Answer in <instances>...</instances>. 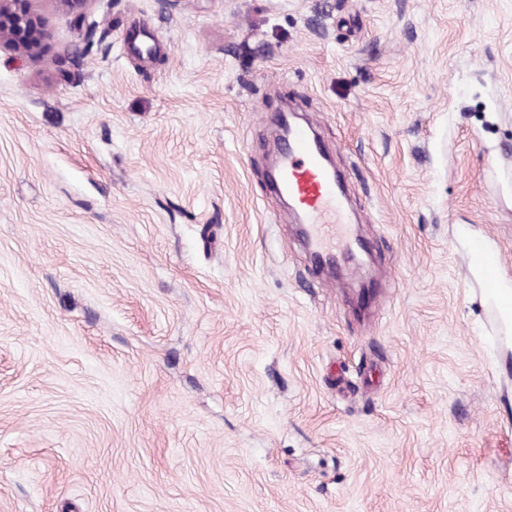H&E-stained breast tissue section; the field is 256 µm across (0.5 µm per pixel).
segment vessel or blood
<instances>
[{
  "label": "vessel or blood",
  "mask_w": 512,
  "mask_h": 512,
  "mask_svg": "<svg viewBox=\"0 0 512 512\" xmlns=\"http://www.w3.org/2000/svg\"><path fill=\"white\" fill-rule=\"evenodd\" d=\"M274 144L279 161L275 187L288 196L308 227V245L315 260L334 265L352 259L362 243L351 225L344 186L331 171L320 140L305 125L283 123ZM472 256L481 260L478 282L499 308H512V297L502 294V260L487 240H469Z\"/></svg>",
  "instance_id": "vessel-or-blood-1"
}]
</instances>
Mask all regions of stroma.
Returning a JSON list of instances; mask_svg holds the SVG:
<instances>
[{"label":"stroma","instance_id":"35a3bbf8","mask_svg":"<svg viewBox=\"0 0 512 512\" xmlns=\"http://www.w3.org/2000/svg\"><path fill=\"white\" fill-rule=\"evenodd\" d=\"M0 48V512H512V0H28ZM370 291L269 186L284 107ZM24 0L0 1V46L6 45L22 55L37 54V43L23 40V36L34 27L36 21L26 10H18L16 3ZM468 249L472 256L481 258L478 270V282L483 293L491 297L499 307L498 315L501 319V309L512 308V298L501 295L499 288L512 295L511 288H503L502 260L500 254L492 249L487 240L481 238L470 239Z\"/></svg>","mask_w":512,"mask_h":512}]
</instances>
